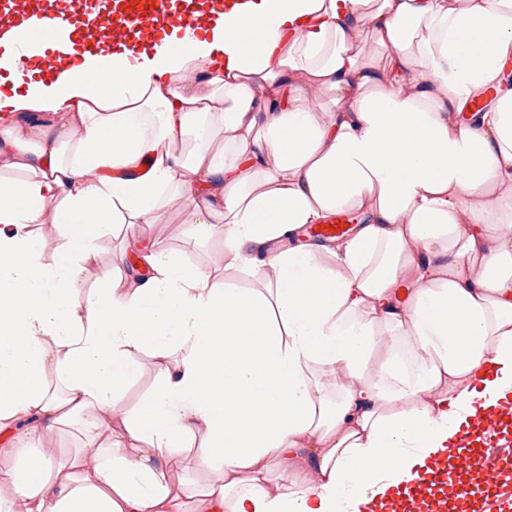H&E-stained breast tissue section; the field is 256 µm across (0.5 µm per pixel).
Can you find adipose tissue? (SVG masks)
<instances>
[{"label": "adipose tissue", "mask_w": 512, "mask_h": 512, "mask_svg": "<svg viewBox=\"0 0 512 512\" xmlns=\"http://www.w3.org/2000/svg\"><path fill=\"white\" fill-rule=\"evenodd\" d=\"M57 50L72 65L39 79L0 39V444L21 458L20 512H187L171 466L201 431L213 487L194 512H359L512 411V0H224L143 51L96 62L69 24ZM34 111L50 124L18 123ZM175 199L223 237L226 268L297 243L268 257L267 287L223 286L143 246ZM344 210L364 221L330 266L301 231ZM48 221L64 243L45 264L31 227ZM109 224L148 268L133 287L97 265ZM134 348L161 384L118 417ZM313 364L348 378L341 394ZM68 424L79 446L39 452ZM276 467L313 477L273 491Z\"/></svg>", "instance_id": "1"}]
</instances>
